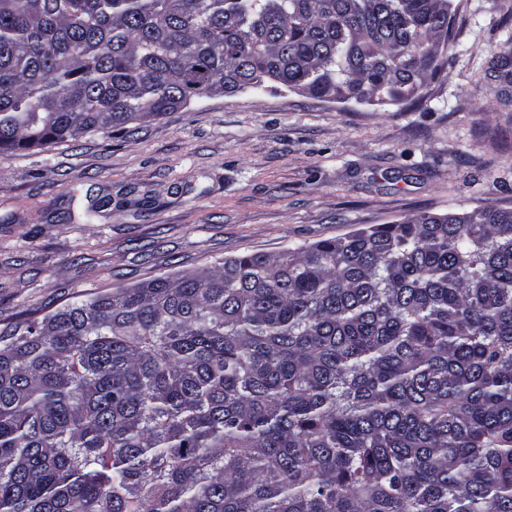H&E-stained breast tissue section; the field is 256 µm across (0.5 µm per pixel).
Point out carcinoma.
<instances>
[{"instance_id": "obj_1", "label": "carcinoma", "mask_w": 512, "mask_h": 512, "mask_svg": "<svg viewBox=\"0 0 512 512\" xmlns=\"http://www.w3.org/2000/svg\"><path fill=\"white\" fill-rule=\"evenodd\" d=\"M450 0H0V149L270 80L395 104ZM503 81L512 58L493 60ZM0 512H512V208L419 212L0 329Z\"/></svg>"}]
</instances>
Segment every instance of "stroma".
Here are the masks:
<instances>
[{"label": "stroma", "instance_id": "obj_1", "mask_svg": "<svg viewBox=\"0 0 512 512\" xmlns=\"http://www.w3.org/2000/svg\"><path fill=\"white\" fill-rule=\"evenodd\" d=\"M451 13L447 62L408 101L341 103L267 82L0 151V324L420 210L512 208V105L485 77L512 51V0H451Z\"/></svg>", "mask_w": 512, "mask_h": 512}]
</instances>
